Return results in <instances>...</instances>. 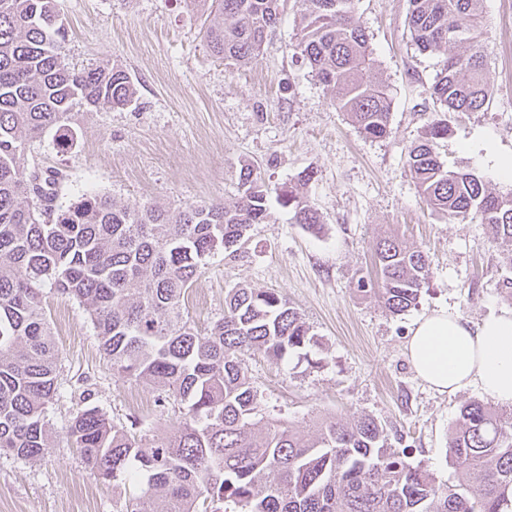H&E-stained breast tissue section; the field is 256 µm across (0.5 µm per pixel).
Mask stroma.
<instances>
[{
  "label": "stroma",
  "mask_w": 512,
  "mask_h": 512,
  "mask_svg": "<svg viewBox=\"0 0 512 512\" xmlns=\"http://www.w3.org/2000/svg\"><path fill=\"white\" fill-rule=\"evenodd\" d=\"M57 8L68 64L117 61L137 88V103L127 110L104 105L75 113L78 136L69 150H58L49 135L27 146L29 166L63 173L59 205L94 193L131 209L228 201L239 195L244 168L260 173L271 219L253 226L237 256L220 251L208 258L185 294L191 323L208 328L238 285L284 296L305 316L317 345L279 362L252 353L249 376L261 417L308 434L325 418L369 415L402 437L408 463L450 479L448 432L461 406L483 394L430 388L413 371L406 343L432 312L476 323L512 310V298L501 288L507 272L487 227L433 211L409 172L408 152L433 117L428 88L441 58L412 44L408 0L356 4L393 100L390 133L382 139L360 134L295 54V7L244 67L212 55L189 0H57ZM477 49L491 101L485 111L451 117L452 131L437 153L447 167L476 170L493 192L507 194L512 182L495 175L483 145L512 155V0H485ZM308 172L313 178L301 187L320 215L313 228L295 223L282 203L283 191ZM390 234L429 256L418 303L400 314L354 287L361 277L379 282L374 249ZM43 307L61 383L47 412L52 447L35 460L0 455V512H126L128 489L112 488L85 466L68 427L78 409L95 406L115 424L162 438L179 421V406L159 405L153 385L113 373L76 300L47 285Z\"/></svg>",
  "instance_id": "obj_1"
}]
</instances>
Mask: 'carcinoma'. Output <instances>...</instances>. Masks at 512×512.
<instances>
[{"mask_svg": "<svg viewBox=\"0 0 512 512\" xmlns=\"http://www.w3.org/2000/svg\"><path fill=\"white\" fill-rule=\"evenodd\" d=\"M204 10L211 53L243 66L263 47L288 0H191ZM295 49L335 92V105L367 138L389 134L392 99L376 80L377 60L355 0H298ZM484 0H409L408 31L421 53L443 56L430 86L439 106L408 154L412 177L432 210L487 226L503 267L512 270V193L492 192L473 170H451L437 141L448 115L489 102L480 37ZM66 30L56 0H0V455L42 456L46 412L59 392L57 353L42 285L77 300L117 374L143 380L181 405L170 435L114 425L96 407L75 416L69 436L83 462L112 486L137 492L126 512H512V413L463 405L448 434L455 480L441 483L407 448L388 443L371 416L324 419L307 438L281 421L256 419L259 401L247 356L280 361L316 344L301 313L279 294L229 289L224 316L200 333L182 301L219 250L235 253L256 224L269 223L268 188L251 168L232 202L175 210L130 209L104 194L56 204L63 175L28 168L26 145L55 131L74 144L73 110L120 111L137 100L123 67L76 70L65 62ZM298 224L318 211L295 187L285 191ZM379 297L399 314L416 305L427 256L395 236L377 243Z\"/></svg>", "mask_w": 512, "mask_h": 512, "instance_id": "obj_1", "label": "carcinoma"}]
</instances>
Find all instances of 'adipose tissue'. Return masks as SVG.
<instances>
[{"instance_id":"1","label":"adipose tissue","mask_w":512,"mask_h":512,"mask_svg":"<svg viewBox=\"0 0 512 512\" xmlns=\"http://www.w3.org/2000/svg\"><path fill=\"white\" fill-rule=\"evenodd\" d=\"M406 349L416 375L438 392L475 386L512 407V312L476 324L449 312L431 314L417 324Z\"/></svg>"}]
</instances>
